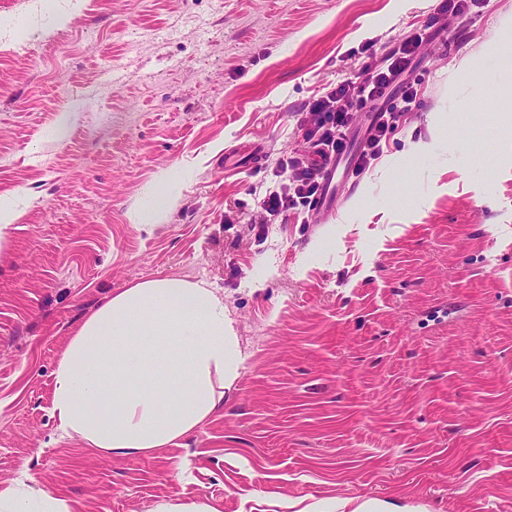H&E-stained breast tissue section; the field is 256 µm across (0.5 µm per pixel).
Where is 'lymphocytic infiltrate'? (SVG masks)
Wrapping results in <instances>:
<instances>
[{
	"label": "lymphocytic infiltrate",
	"instance_id": "1",
	"mask_svg": "<svg viewBox=\"0 0 512 512\" xmlns=\"http://www.w3.org/2000/svg\"><path fill=\"white\" fill-rule=\"evenodd\" d=\"M425 41L424 34H416L401 42L398 48L381 60L366 63L362 78L343 81L306 104L310 124L306 135L309 146L303 154L281 160L277 172L279 183L267 189L260 200L255 223L265 224L281 213L313 205L323 188L321 162L343 152L345 131L352 119L354 104L384 97ZM414 97L413 88H405L399 102L380 114L356 163L357 170H364L379 158L383 141L397 128L400 118L410 111Z\"/></svg>",
	"mask_w": 512,
	"mask_h": 512
}]
</instances>
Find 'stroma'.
Masks as SVG:
<instances>
[{
	"label": "stroma",
	"instance_id": "1",
	"mask_svg": "<svg viewBox=\"0 0 512 512\" xmlns=\"http://www.w3.org/2000/svg\"><path fill=\"white\" fill-rule=\"evenodd\" d=\"M0 0V489L72 512H512V0ZM417 30L412 109L337 213L251 229L302 108ZM190 171L167 218L158 175ZM223 289L248 354L181 445L58 430L53 371L110 293ZM23 211L16 200L9 195L0 196V249L7 243L5 231L16 224L22 217ZM26 481L35 482V479L25 472L14 485L0 490L2 512H70L64 499L36 491Z\"/></svg>",
	"mask_w": 512,
	"mask_h": 512
}]
</instances>
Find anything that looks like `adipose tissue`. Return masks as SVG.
Instances as JSON below:
<instances>
[{"instance_id":"adipose-tissue-1","label":"adipose tissue","mask_w":512,"mask_h":512,"mask_svg":"<svg viewBox=\"0 0 512 512\" xmlns=\"http://www.w3.org/2000/svg\"><path fill=\"white\" fill-rule=\"evenodd\" d=\"M246 360L224 294L162 277L112 293L72 333L54 372L59 429L115 456H151L196 434L224 404ZM0 512H70L25 479Z\"/></svg>"}]
</instances>
